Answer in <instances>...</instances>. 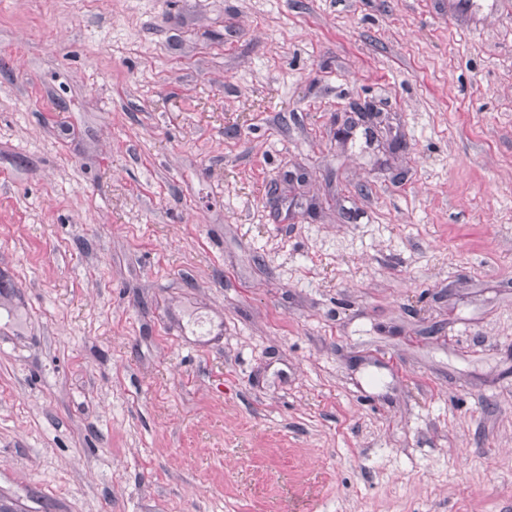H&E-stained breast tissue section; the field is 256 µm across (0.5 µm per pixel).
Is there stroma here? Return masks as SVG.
I'll list each match as a JSON object with an SVG mask.
<instances>
[{
	"instance_id": "stroma-1",
	"label": "stroma",
	"mask_w": 512,
	"mask_h": 512,
	"mask_svg": "<svg viewBox=\"0 0 512 512\" xmlns=\"http://www.w3.org/2000/svg\"><path fill=\"white\" fill-rule=\"evenodd\" d=\"M497 2L0 0L1 502L512 512ZM365 126L383 128L388 135L393 132V127L387 122L383 113L370 105L357 106L352 112H348L344 119L336 122V141L346 142L353 139L356 130Z\"/></svg>"
}]
</instances>
